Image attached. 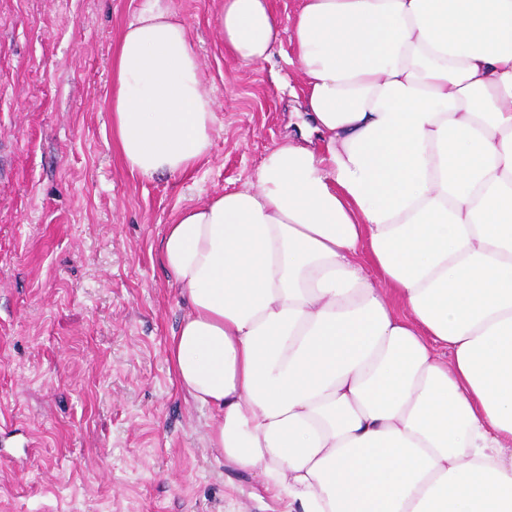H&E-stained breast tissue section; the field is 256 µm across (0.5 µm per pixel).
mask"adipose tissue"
I'll list each match as a JSON object with an SVG mask.
<instances>
[{
  "instance_id": "1",
  "label": "adipose tissue",
  "mask_w": 512,
  "mask_h": 512,
  "mask_svg": "<svg viewBox=\"0 0 512 512\" xmlns=\"http://www.w3.org/2000/svg\"><path fill=\"white\" fill-rule=\"evenodd\" d=\"M222 0L225 50L290 41L307 120L159 261L174 379L283 512H512V0ZM215 100L174 0L112 64L131 173L192 169Z\"/></svg>"
}]
</instances>
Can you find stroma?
<instances>
[{
    "label": "stroma",
    "instance_id": "35a3bbf8",
    "mask_svg": "<svg viewBox=\"0 0 512 512\" xmlns=\"http://www.w3.org/2000/svg\"><path fill=\"white\" fill-rule=\"evenodd\" d=\"M138 0H0V512H282L224 466L169 370L184 307L166 224L241 188L301 105L290 41L225 52L219 0H174L213 90L209 156L145 179L112 136V60Z\"/></svg>",
    "mask_w": 512,
    "mask_h": 512
}]
</instances>
